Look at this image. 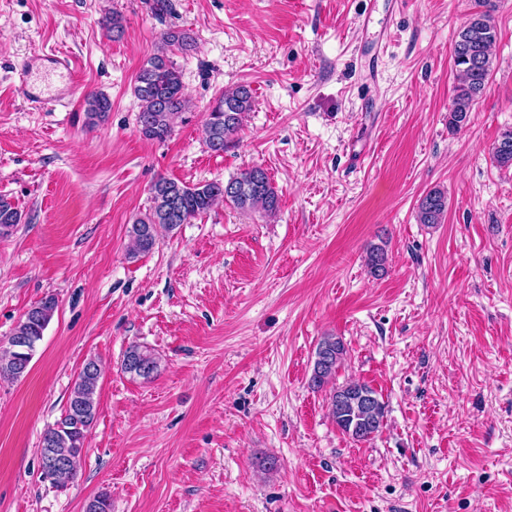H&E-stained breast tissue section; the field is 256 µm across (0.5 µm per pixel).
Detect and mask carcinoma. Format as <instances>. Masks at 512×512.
<instances>
[{"label": "carcinoma", "mask_w": 512, "mask_h": 512, "mask_svg": "<svg viewBox=\"0 0 512 512\" xmlns=\"http://www.w3.org/2000/svg\"><path fill=\"white\" fill-rule=\"evenodd\" d=\"M494 10L493 0H478V9L460 28L452 47L457 84L453 88L448 125L457 131L468 125L493 70L491 50L498 37L492 17ZM101 25L116 39L124 34L122 16L116 12L105 15ZM161 41L162 45L143 63L133 85V94L139 102V133L159 143L171 137L176 121L191 109L181 73L169 52L176 49L188 54L196 49V39L188 30L169 29L161 34ZM252 107L251 91L243 85L226 90L214 99L205 120V142L212 153H224L227 143L242 125L244 114ZM111 108L108 97L101 93L90 94L86 99V123L93 127L105 122ZM492 155L499 166L512 167V128L500 133ZM151 193L150 211L136 219L129 229L131 258L151 252L159 230L172 232L220 203L266 217L274 216L279 208L277 188L260 166L242 169L225 182L204 181L190 185L161 177L152 185ZM447 207L446 194L433 188L420 200L418 220L422 224H439ZM21 221L22 213L17 206L0 196V237L10 235ZM367 260L373 272L384 269V248L369 245ZM57 305L55 297L47 296L28 309L8 346L0 350V379L17 380L28 371L36 345L42 340ZM345 354L341 338L322 337L314 352L311 387L319 390L332 383ZM123 365L125 372L144 380L154 378L160 368L156 354L137 344L127 348ZM99 378L98 363L88 360L77 375L60 419L43 434L41 459L56 458L66 462V467L53 479L61 489L74 480L77 465L85 454L87 434L97 417ZM328 407L339 430L358 442L374 439L383 428L385 404L377 391L364 382L332 387ZM84 512H112L110 497L106 493L93 497L85 504Z\"/></svg>", "instance_id": "carcinoma-1"}]
</instances>
